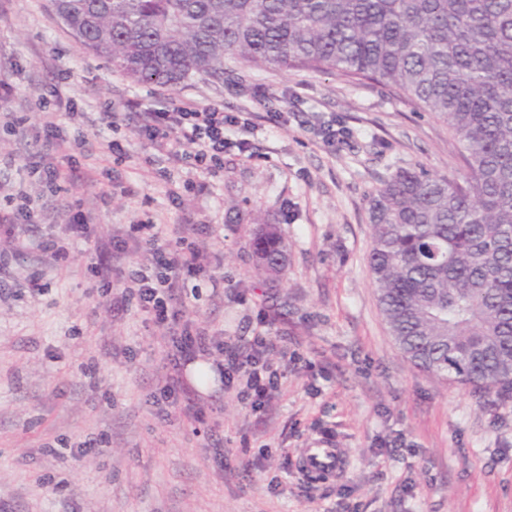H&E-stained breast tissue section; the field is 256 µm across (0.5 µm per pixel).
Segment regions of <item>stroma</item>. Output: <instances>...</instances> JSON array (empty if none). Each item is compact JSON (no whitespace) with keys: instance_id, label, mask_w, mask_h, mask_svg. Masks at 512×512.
Masks as SVG:
<instances>
[{"instance_id":"35a3bbf8","label":"stroma","mask_w":512,"mask_h":512,"mask_svg":"<svg viewBox=\"0 0 512 512\" xmlns=\"http://www.w3.org/2000/svg\"><path fill=\"white\" fill-rule=\"evenodd\" d=\"M225 68L220 81L137 84L81 49L48 0H0V79L12 88L0 114L13 119L0 122V187L31 198L32 234L61 236L78 207L99 243L133 224L208 225L226 289L198 281L188 316L211 335L248 336L273 307L297 355L263 411L215 386L197 395L204 420L158 413L164 328L110 311L94 251L76 246L68 267L51 266L20 234L0 277V512H512V399L414 367L368 266L369 194L401 168L448 173L459 141L373 81L232 58ZM132 100L253 113L252 127L226 132L249 147L225 149L212 171L157 155ZM277 110L285 123L265 122ZM48 112L68 138L47 153L62 170L52 184L28 167L45 153L36 131ZM323 124L344 139L322 138ZM266 220L282 230L288 268L258 288L250 241ZM321 441L341 448L344 468L310 479L302 456Z\"/></svg>"}]
</instances>
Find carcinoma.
I'll use <instances>...</instances> for the list:
<instances>
[{
  "label": "carcinoma",
  "instance_id": "obj_1",
  "mask_svg": "<svg viewBox=\"0 0 512 512\" xmlns=\"http://www.w3.org/2000/svg\"><path fill=\"white\" fill-rule=\"evenodd\" d=\"M86 50L134 83L177 87L249 68L390 86L461 143L449 176L393 173L368 199L378 305L422 371L512 395V0H50ZM258 286L288 252L254 232Z\"/></svg>",
  "mask_w": 512,
  "mask_h": 512
}]
</instances>
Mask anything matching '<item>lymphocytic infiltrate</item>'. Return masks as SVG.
<instances>
[{
	"label": "lymphocytic infiltrate",
	"instance_id": "f902f5d3",
	"mask_svg": "<svg viewBox=\"0 0 512 512\" xmlns=\"http://www.w3.org/2000/svg\"><path fill=\"white\" fill-rule=\"evenodd\" d=\"M141 134L162 154L176 155L206 169L224 160V129L248 126L243 115H230L212 106L191 104L142 115ZM126 239H113V262L98 263L94 272L100 288L110 296L115 311L136 308L153 324L166 326V373L154 401L181 407L186 416L202 419L206 411L191 398L182 378L183 364L198 356L219 353L218 368L223 388L236 390L241 403L257 411L269 390L277 388L288 363L287 349H276L268 328L274 323L268 310H261L260 331L238 344L219 340L196 325L186 314V288L190 280L208 276L202 246L195 239L194 224H135ZM146 250L148 264L132 270L116 267L115 259L132 250ZM278 361H271V351Z\"/></svg>",
	"mask_w": 512,
	"mask_h": 512
}]
</instances>
